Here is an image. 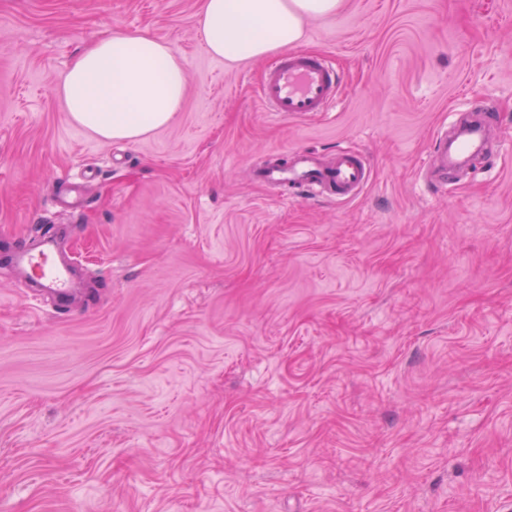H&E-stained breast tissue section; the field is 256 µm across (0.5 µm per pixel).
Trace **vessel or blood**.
<instances>
[{
  "mask_svg": "<svg viewBox=\"0 0 512 512\" xmlns=\"http://www.w3.org/2000/svg\"><path fill=\"white\" fill-rule=\"evenodd\" d=\"M339 76L329 59L321 54L291 50L277 56L258 87L261 106L280 116L308 117L329 111L336 101ZM497 115L484 109L463 115L453 127H439L432 137L429 159L421 173L427 183L455 186L464 168L492 157L488 138L497 129ZM371 167L357 152L341 149L325 163L313 151L296 148L289 165L270 164L255 171L263 183L288 185L293 194H311L336 202L360 196L371 179ZM17 263L27 277L58 299H66L69 271L53 259L51 247L23 250Z\"/></svg>",
  "mask_w": 512,
  "mask_h": 512,
  "instance_id": "b4317fda",
  "label": "vessel or blood"
}]
</instances>
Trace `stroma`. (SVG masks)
<instances>
[{
	"mask_svg": "<svg viewBox=\"0 0 512 512\" xmlns=\"http://www.w3.org/2000/svg\"><path fill=\"white\" fill-rule=\"evenodd\" d=\"M202 0H0V248L56 237L68 307L0 268V512H512V162L420 176L493 107L512 152V0H343L305 23L336 102L265 111L268 58L207 55ZM188 73L138 142L73 123L91 41ZM349 148L354 201L287 200L270 152Z\"/></svg>",
	"mask_w": 512,
	"mask_h": 512,
	"instance_id": "1",
	"label": "stroma"
}]
</instances>
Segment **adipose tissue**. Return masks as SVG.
I'll return each mask as SVG.
<instances>
[{"mask_svg": "<svg viewBox=\"0 0 512 512\" xmlns=\"http://www.w3.org/2000/svg\"><path fill=\"white\" fill-rule=\"evenodd\" d=\"M341 0H203L198 28L208 53L249 61L303 41L312 18L335 14ZM188 74L166 42L115 32L93 41L61 85L71 119L107 140L133 142L168 125L179 112Z\"/></svg>", "mask_w": 512, "mask_h": 512, "instance_id": "adipose-tissue-1", "label": "adipose tissue"}]
</instances>
